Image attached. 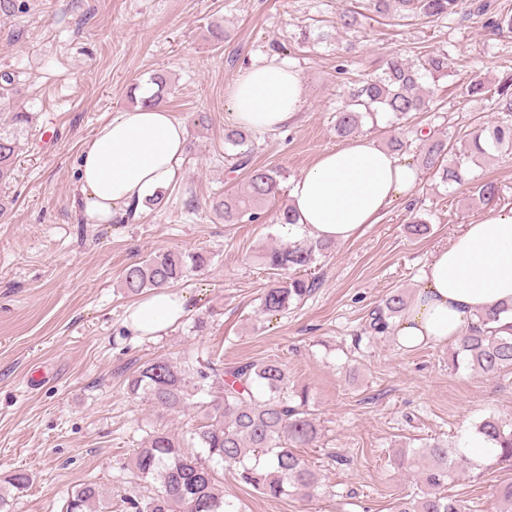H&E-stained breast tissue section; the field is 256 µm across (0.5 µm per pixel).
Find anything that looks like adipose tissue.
Returning a JSON list of instances; mask_svg holds the SVG:
<instances>
[{"mask_svg": "<svg viewBox=\"0 0 512 512\" xmlns=\"http://www.w3.org/2000/svg\"><path fill=\"white\" fill-rule=\"evenodd\" d=\"M226 93L234 122L274 132L297 118L303 104L298 72L282 62L241 71ZM186 127L160 106L111 113L84 144L78 161L79 199L96 223L107 224L174 182ZM418 182L411 161L362 138L323 152L289 189L296 231L347 242L378 223L388 207L408 198ZM512 305V208H491L463 225L427 262L423 283L396 327L401 347L456 342L477 316ZM187 311L183 295L151 291L128 310L133 335L164 333Z\"/></svg>", "mask_w": 512, "mask_h": 512, "instance_id": "obj_1", "label": "adipose tissue"}]
</instances>
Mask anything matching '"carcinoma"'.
Instances as JSON below:
<instances>
[{
	"label": "carcinoma",
	"instance_id": "obj_1",
	"mask_svg": "<svg viewBox=\"0 0 512 512\" xmlns=\"http://www.w3.org/2000/svg\"><path fill=\"white\" fill-rule=\"evenodd\" d=\"M376 12L423 14L445 18L457 13L460 0H372ZM448 50L436 48L418 62L388 56L381 72L374 74L351 92L336 112L335 131L340 138L355 135L365 118L378 112L391 114L393 122L412 112L430 109L429 94L422 92L421 81H438L448 76ZM499 121L482 125L473 132L463 150L454 149L451 139L426 135L421 138V167L430 171L444 185L466 181L468 164L491 158L492 153L512 150V76L498 88ZM230 158L247 170L243 191H227L212 203L213 212L228 224L243 220L250 223H294L292 208L279 207L273 213L264 204L276 199L283 172L251 165V150ZM16 137L0 134V182L11 178L16 167ZM334 247L331 242L307 239L272 247L262 255L274 279L261 297L266 314H279L307 298L314 280L305 277L317 257ZM208 258L203 253L186 254L179 250L162 252L148 260L126 267L121 288L130 297L158 288H172L188 272L204 268ZM409 298L403 290L389 292L370 315L369 329L376 334L388 332L391 320L406 310ZM512 313L504 305L485 315H478L483 328H475L452 347L453 365L465 363L480 374H496L512 369V324L492 330L490 322L502 313ZM129 394L147 400L162 409L179 413L187 407L196 409L200 423L191 432V444L166 430L152 432L137 449L129 465L140 480L154 487L147 497L129 500L133 512H236L219 490L215 464L225 462L241 467V479L255 490L271 497L309 493L319 483L315 468L305 462L296 449L316 438L314 422L308 417V391L291 384L288 370L276 360L226 365L210 357H185L173 362L154 358L140 366L127 382ZM475 431L496 446L495 458L512 464V422L491 415ZM462 459L458 447L437 441L426 448L401 451L396 465L415 471L414 477L425 491L411 498L402 497L394 512H466L463 501L445 493L457 475ZM30 482L24 470H14L4 483L21 491ZM105 497L94 482L81 484L68 497L63 512H96L104 507Z\"/></svg>",
	"mask_w": 512,
	"mask_h": 512
}]
</instances>
